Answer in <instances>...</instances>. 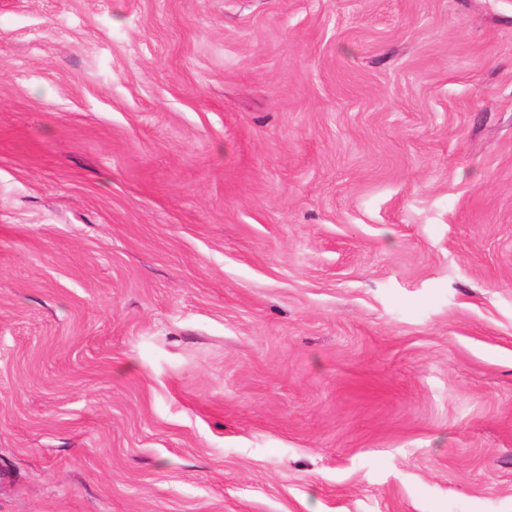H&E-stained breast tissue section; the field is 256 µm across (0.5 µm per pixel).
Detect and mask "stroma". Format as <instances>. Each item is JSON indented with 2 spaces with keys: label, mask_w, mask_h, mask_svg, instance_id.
<instances>
[{
  "label": "stroma",
  "mask_w": 512,
  "mask_h": 512,
  "mask_svg": "<svg viewBox=\"0 0 512 512\" xmlns=\"http://www.w3.org/2000/svg\"><path fill=\"white\" fill-rule=\"evenodd\" d=\"M0 512H512V0H0Z\"/></svg>",
  "instance_id": "35a3bbf8"
}]
</instances>
